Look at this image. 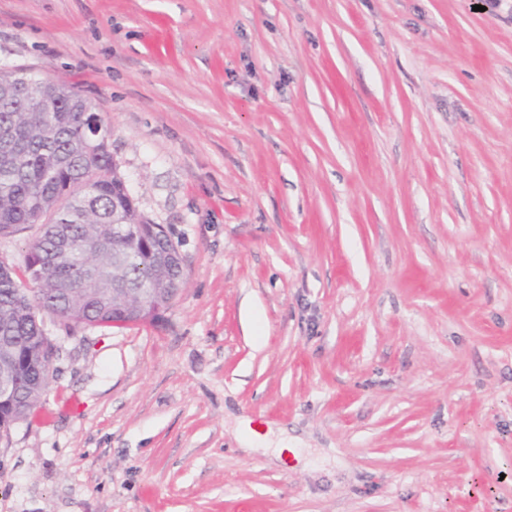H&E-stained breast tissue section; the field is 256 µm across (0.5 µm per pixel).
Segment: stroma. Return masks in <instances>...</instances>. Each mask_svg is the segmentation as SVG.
I'll return each instance as SVG.
<instances>
[{"instance_id":"stroma-1","label":"stroma","mask_w":512,"mask_h":512,"mask_svg":"<svg viewBox=\"0 0 512 512\" xmlns=\"http://www.w3.org/2000/svg\"><path fill=\"white\" fill-rule=\"evenodd\" d=\"M1 67L96 104L185 284L43 314L0 512H512V0H0Z\"/></svg>"}]
</instances>
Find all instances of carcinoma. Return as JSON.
Listing matches in <instances>:
<instances>
[{"instance_id":"carcinoma-1","label":"carcinoma","mask_w":512,"mask_h":512,"mask_svg":"<svg viewBox=\"0 0 512 512\" xmlns=\"http://www.w3.org/2000/svg\"><path fill=\"white\" fill-rule=\"evenodd\" d=\"M19 80L39 77L30 68L0 71V82ZM50 88L49 99L21 112L0 99V134L23 151L18 164L0 161V237L37 230L22 265L0 263V340L14 349L16 394L0 407V422L28 416L49 384L56 349L42 339L39 312L66 325L145 319L140 289L155 287L158 266L140 250L134 264L114 268L112 253L167 238L142 211L125 209L129 187L84 113L95 104L68 84Z\"/></svg>"}]
</instances>
